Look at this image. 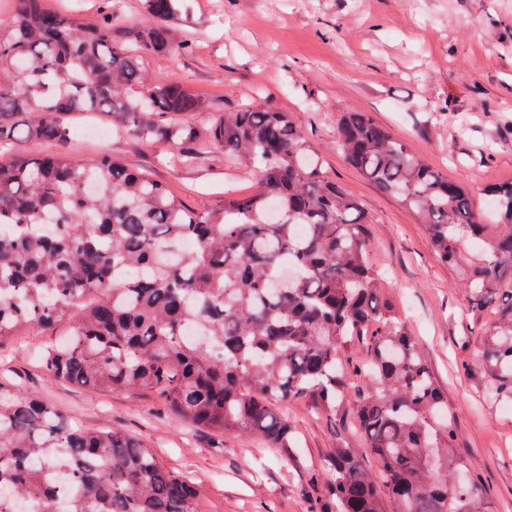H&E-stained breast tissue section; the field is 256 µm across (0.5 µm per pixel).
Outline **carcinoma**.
Returning <instances> with one entry per match:
<instances>
[{
  "instance_id": "obj_1",
  "label": "carcinoma",
  "mask_w": 512,
  "mask_h": 512,
  "mask_svg": "<svg viewBox=\"0 0 512 512\" xmlns=\"http://www.w3.org/2000/svg\"><path fill=\"white\" fill-rule=\"evenodd\" d=\"M0 21V342L21 325L71 323L39 359L56 381L100 391L158 393L176 418L216 433L259 435L288 448L281 401L304 399L331 417L352 401L353 427L377 470L342 438L329 464L330 512H490L469 456L418 340L384 298L367 249L371 220L322 163L290 113L248 106L205 125L169 114L202 99L165 83L147 52L180 55L172 24L184 0H141L150 19L128 43L123 18L102 0L101 19L47 0H14ZM32 119L17 129L18 113ZM105 113L117 133L220 153L258 173L244 197L208 210L109 155L68 149L70 120ZM21 137L54 154L11 152ZM336 147L346 162L397 197L424 224L436 255L462 270L470 312L504 296L479 333L483 394L512 402V180L475 209L464 183L414 154L368 112H343ZM196 249H180L186 238ZM479 242L475 254L464 241ZM195 323L200 335L188 338ZM70 486L62 512H197V492L142 442L67 421L36 395L0 386V512L35 501L53 512L56 478Z\"/></svg>"
}]
</instances>
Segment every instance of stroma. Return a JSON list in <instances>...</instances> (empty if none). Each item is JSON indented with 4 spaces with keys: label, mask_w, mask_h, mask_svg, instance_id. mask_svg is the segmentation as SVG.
<instances>
[{
    "label": "stroma",
    "mask_w": 512,
    "mask_h": 512,
    "mask_svg": "<svg viewBox=\"0 0 512 512\" xmlns=\"http://www.w3.org/2000/svg\"><path fill=\"white\" fill-rule=\"evenodd\" d=\"M174 38L189 42L190 53L148 55L144 64L205 101L189 122L246 105L291 113L323 157L326 177L361 201L372 221L366 247L455 414L457 444L492 512H512V406L484 400L474 365L478 331L497 310L470 315L461 272L435 255L413 213L344 161L335 138L340 112L371 113L486 208L485 188L512 180V0H190ZM93 124L104 138L84 137V122L75 121V155H111L194 208L256 184L252 171L226 167L221 154L189 163L179 147L112 134L106 116ZM65 332L61 324L7 340L0 382L50 400L84 427L140 439L192 481L201 512H309L325 493L337 440L361 445L344 419L297 399L284 405L294 447L271 448L257 436L188 428L152 391L55 381L37 353L43 340ZM465 360L467 372L460 369Z\"/></svg>",
    "instance_id": "35a3bbf8"
}]
</instances>
